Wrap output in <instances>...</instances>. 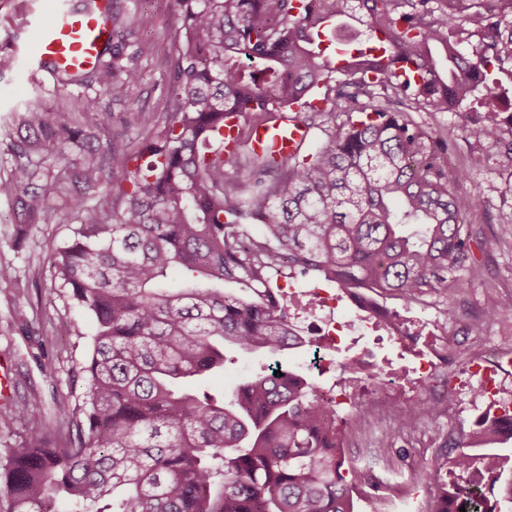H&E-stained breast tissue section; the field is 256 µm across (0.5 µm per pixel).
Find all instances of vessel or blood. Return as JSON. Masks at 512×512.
I'll return each instance as SVG.
<instances>
[{
    "label": "vessel or blood",
    "mask_w": 512,
    "mask_h": 512,
    "mask_svg": "<svg viewBox=\"0 0 512 512\" xmlns=\"http://www.w3.org/2000/svg\"><path fill=\"white\" fill-rule=\"evenodd\" d=\"M112 32V0H93L85 9L60 11L43 29L33 53L41 70L51 74L78 73L94 66L108 46ZM308 136L292 122L284 127H255L251 145L257 153L279 160L291 156Z\"/></svg>",
    "instance_id": "vessel-or-blood-1"
}]
</instances>
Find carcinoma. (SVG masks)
Masks as SVG:
<instances>
[{
	"label": "carcinoma",
	"instance_id": "carcinoma-1",
	"mask_svg": "<svg viewBox=\"0 0 512 512\" xmlns=\"http://www.w3.org/2000/svg\"><path fill=\"white\" fill-rule=\"evenodd\" d=\"M174 0L182 41L168 80L163 132L135 150H114L112 168L128 185L112 206L84 213L57 270L75 304L95 322L83 366L82 404L68 411L75 437L51 446L30 429L0 453L4 512H355L342 474V437L315 380L276 357L315 346L299 334L272 281L315 272L343 288L413 299L453 295L478 277L464 216L475 194L454 189L445 149L406 110L377 90H394L430 112L465 113L475 101L476 138L502 135L499 73L512 63V0ZM387 35L385 50L411 66L380 68L362 55L364 36ZM350 59L337 69L319 36ZM338 74L334 108L313 100ZM90 79L119 96L138 82L113 62L63 81ZM251 112L272 122L291 112L311 128L346 119L291 163L224 147L221 128ZM18 121L54 131L57 153L79 146V130L57 129L40 112ZM33 144L15 145L0 196H25L27 223L44 217L32 188ZM251 172L243 193L229 168ZM84 183L100 180L93 152L80 159ZM265 235L252 234L251 225ZM189 277L170 286L174 273ZM228 349L273 359L264 373L217 400L188 389V378L224 369ZM420 399L402 423L433 418ZM500 419L448 440L453 479L437 512L512 510V456L498 448Z\"/></svg>",
	"mask_w": 512,
	"mask_h": 512
}]
</instances>
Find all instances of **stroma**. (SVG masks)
<instances>
[{
    "mask_svg": "<svg viewBox=\"0 0 512 512\" xmlns=\"http://www.w3.org/2000/svg\"><path fill=\"white\" fill-rule=\"evenodd\" d=\"M80 3L0 0V55L16 60L14 69L0 71V178H6L15 164L11 143L33 135L15 120L17 113L29 109L45 113L55 124L78 123L84 150L97 152L104 166L100 182L87 187L76 161L59 158L47 140L38 156L40 181L49 187L46 223L28 226L20 198L0 197V364L8 375L0 407L26 409L12 428L0 429V449L17 446L28 429L41 423L54 436L69 431L67 424L57 423L56 408L61 402L72 407L81 403L85 386L80 369L94 332L93 319L77 307L69 288L56 276V250L71 238L80 221L71 200L80 196L87 208L109 209L112 189L123 184L124 176L113 169L106 145L136 147L145 132L134 122V113L152 115L158 133L168 110V75L179 34L173 0H112L114 15L145 18L120 58L121 64L142 74L127 95L115 97L97 83H65L37 71L31 55L33 31L53 18L57 6ZM90 100L98 110L89 118L83 110ZM501 117L503 135L491 141L470 135L471 117L455 112L412 113L423 131L447 142L453 171L464 174L455 189L478 193L477 213L466 218L463 233L480 275L453 296L438 291L421 295L423 311L409 326L418 335L415 343L400 345L379 328L362 335L351 332L331 347L337 359L364 355L383 370L409 374L418 354L441 340L452 349H474L491 362L499 351L512 349V315L490 321L480 316L493 302L512 294V108ZM227 356L223 371L202 379L200 388L215 395L231 392L243 380L262 373L268 363L259 354L231 350ZM477 388L468 359H449L439 364L423 391L441 406L434 419L420 418L401 428L380 422L368 431L359 425L354 409L339 410L342 472L358 497L359 512H376L382 499L387 502L385 512H402L408 499L434 512L437 484L423 477V469L435 458H447L448 439L460 427L496 414L495 405L475 402ZM34 395L39 396V404H30Z\"/></svg>",
    "mask_w": 512,
    "mask_h": 512,
    "instance_id": "35a3bbf8",
    "label": "stroma"
}]
</instances>
